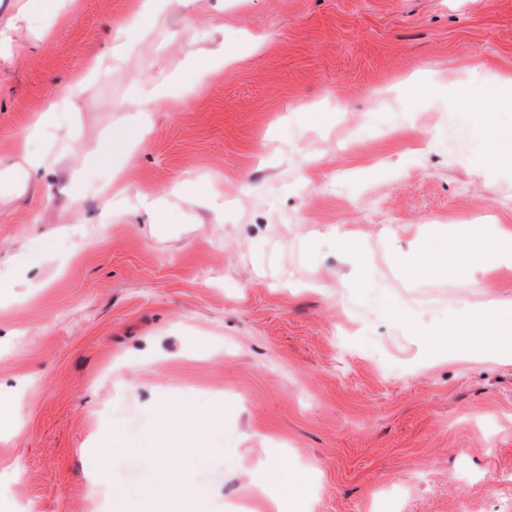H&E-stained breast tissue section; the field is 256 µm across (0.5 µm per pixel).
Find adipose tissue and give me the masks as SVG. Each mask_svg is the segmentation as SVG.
<instances>
[{
    "instance_id": "1",
    "label": "adipose tissue",
    "mask_w": 512,
    "mask_h": 512,
    "mask_svg": "<svg viewBox=\"0 0 512 512\" xmlns=\"http://www.w3.org/2000/svg\"><path fill=\"white\" fill-rule=\"evenodd\" d=\"M435 272L447 275L489 266L512 265V228L473 224L461 229L453 248H440ZM430 354L460 362L486 359H512V303L488 298L477 302L446 330L427 337ZM262 478L259 486L274 503L276 512H288L291 493L303 492L309 473L291 465L287 458L269 456L259 460Z\"/></svg>"
}]
</instances>
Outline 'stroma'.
<instances>
[{
	"label": "stroma",
	"instance_id": "35a3bbf8",
	"mask_svg": "<svg viewBox=\"0 0 512 512\" xmlns=\"http://www.w3.org/2000/svg\"><path fill=\"white\" fill-rule=\"evenodd\" d=\"M139 3L0 0V512L172 501L163 469L209 512H267L255 465L281 453L312 475L307 512H495L512 360L432 364L424 337L511 303L512 267L409 276L391 255L512 226L492 155L512 110L448 107L512 73V0ZM217 48L230 65L144 99ZM338 230L370 259L360 287Z\"/></svg>",
	"mask_w": 512,
	"mask_h": 512
}]
</instances>
